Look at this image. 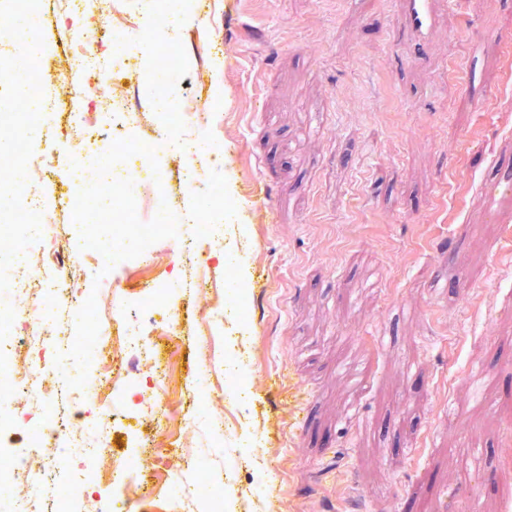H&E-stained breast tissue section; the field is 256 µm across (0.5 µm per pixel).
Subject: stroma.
<instances>
[{
	"mask_svg": "<svg viewBox=\"0 0 512 512\" xmlns=\"http://www.w3.org/2000/svg\"><path fill=\"white\" fill-rule=\"evenodd\" d=\"M170 22L180 51L174 100L211 98V139L231 181L224 249L212 271L248 286L245 325L224 295L211 336L195 270L161 257L128 261L131 240L110 224L111 187L94 199L85 235L79 204L56 210L78 249L111 264L79 271L89 302L127 309L129 335L158 340L170 376L171 416L149 404L98 421L113 457L136 462L139 435H156L148 500L125 494L115 512H206L194 478L171 484L182 449L223 479L225 512H461L442 491L470 488L479 512H512L499 484L512 478V0H457L422 42L400 26L396 0H181ZM30 34L43 70L63 59L62 38L82 17L36 0ZM164 0H118L98 24L93 53L119 64L140 42L145 11ZM154 58L118 80L124 111L102 126L97 162L111 168L112 134L133 121L153 140L171 199L155 224L181 221L187 193L168 151L153 85ZM20 152L52 154L58 188L73 157L65 131L25 129ZM500 184L487 198L488 184ZM171 312L125 304L154 283ZM172 339H165V331ZM233 383L234 430L223 441L185 430L205 421L206 384Z\"/></svg>",
	"mask_w": 512,
	"mask_h": 512,
	"instance_id": "35a3bbf8",
	"label": "stroma"
}]
</instances>
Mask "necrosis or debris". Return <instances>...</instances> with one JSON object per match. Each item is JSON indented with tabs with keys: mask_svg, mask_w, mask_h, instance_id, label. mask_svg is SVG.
Segmentation results:
<instances>
[{
	"mask_svg": "<svg viewBox=\"0 0 512 512\" xmlns=\"http://www.w3.org/2000/svg\"><path fill=\"white\" fill-rule=\"evenodd\" d=\"M78 4L83 7L85 23L71 42L79 49V65L65 76L64 84L79 94L89 77H96L101 85L110 84L113 79L111 66L93 58L91 50L95 35L92 21L96 12L110 9L112 0H64L69 10ZM16 107V120L62 119L77 137L78 145L66 176L70 195H88L102 183L103 177L95 168L98 144L88 135L92 123L85 112L67 108L44 84L27 85ZM120 145L123 153L116 165L122 175L117 181L120 193L112 210V221L121 232L125 229V217L137 204L165 203L168 186L158 175L152 153L144 142L124 138ZM31 168L42 175L56 170L53 157L47 154L34 161L20 157L0 170V187L8 186L26 201L24 209L15 214L11 231L0 228V237L8 239L7 247L0 248L8 268L7 274H0V324L8 326L7 333L0 336V396L10 397L16 404L11 434L27 431L34 422L39 430L26 447L17 449L0 463V486L12 490L8 498L0 500V512H59L60 498L54 493L57 473L75 459L85 463L84 474L89 481L97 483L106 478L111 485L122 488L141 484L143 471L151 465L150 458H141L134 468L117 459L107 471H100L106 450L83 421L84 415L93 410L102 417L109 415L115 405L117 395L111 390V341L144 351L151 363L150 374L156 380L150 395L151 406L161 417L169 415L164 402L167 373L157 360V345L150 342L142 344L126 335L115 339L105 331L98 333L92 339L97 360L91 375L78 385L61 382L57 361L70 353L72 339L59 334L57 326L62 314L83 311L74 274L89 261L100 263L107 256L100 250L64 251L63 233L52 220L63 200L40 188L27 174ZM169 238L168 253L173 259L203 267L207 264L206 251L221 246L224 232L216 230L214 237L199 244L183 237L179 226L173 225ZM57 397L67 400L69 412L51 420L46 416V407Z\"/></svg>",
	"mask_w": 512,
	"mask_h": 512,
	"instance_id": "4bbe7bcc",
	"label": "necrosis or debris"
}]
</instances>
